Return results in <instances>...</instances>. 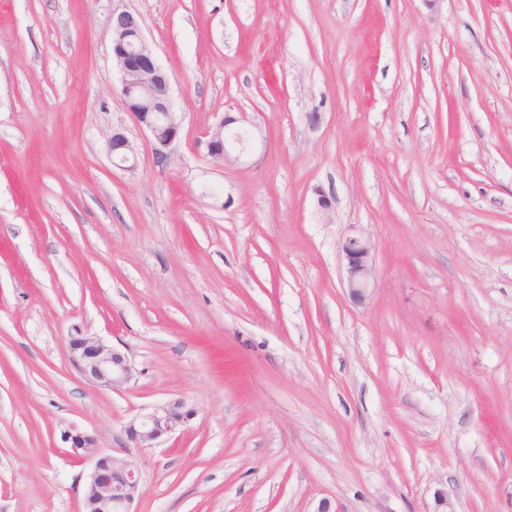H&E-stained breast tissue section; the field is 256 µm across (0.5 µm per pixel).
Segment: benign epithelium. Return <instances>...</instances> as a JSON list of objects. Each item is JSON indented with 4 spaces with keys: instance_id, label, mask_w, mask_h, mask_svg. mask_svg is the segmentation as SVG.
<instances>
[{
    "instance_id": "benign-epithelium-1",
    "label": "benign epithelium",
    "mask_w": 512,
    "mask_h": 512,
    "mask_svg": "<svg viewBox=\"0 0 512 512\" xmlns=\"http://www.w3.org/2000/svg\"><path fill=\"white\" fill-rule=\"evenodd\" d=\"M112 57L122 76V94L137 122L152 136L156 162L168 161L167 149L178 137L182 120L173 112L170 82L158 65L143 33L142 18L127 10L112 11ZM236 120L225 116L209 133L207 154L216 163L239 160L249 150V141L228 127ZM113 162L126 171L135 151L130 140L115 131L107 141ZM374 244L363 234L345 237L341 251L346 261V288L352 301L362 304L370 294L374 267ZM69 360L90 384L119 390L133 378V367L120 350L97 336L83 332L69 339ZM195 415V409L182 399L155 406L133 418L126 426L127 438L138 448L147 447L172 435ZM71 456L77 462L89 461L92 468L84 492L85 512H134L133 504L141 491V478L135 460L118 459L101 451L93 437L79 431L65 435Z\"/></svg>"
}]
</instances>
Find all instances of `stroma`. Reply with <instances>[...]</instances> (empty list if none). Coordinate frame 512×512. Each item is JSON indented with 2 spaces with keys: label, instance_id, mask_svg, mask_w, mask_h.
I'll return each instance as SVG.
<instances>
[{
  "label": "stroma",
  "instance_id": "1",
  "mask_svg": "<svg viewBox=\"0 0 512 512\" xmlns=\"http://www.w3.org/2000/svg\"><path fill=\"white\" fill-rule=\"evenodd\" d=\"M116 10L182 117L163 167ZM227 114L255 140L218 165ZM78 329L128 385L73 368ZM72 429L137 462L136 512H512V0H0V512H83ZM107 151L112 155L113 162L126 171H133L135 163L129 165L131 159H134L135 151L130 140L120 131H115L107 141ZM373 250L371 238L364 234L347 236L341 243L346 261V288L355 303H364L370 294L374 275ZM69 360L73 368L90 384L120 390L133 378V367L120 350L97 336L79 332L70 336ZM196 411L183 399H174L155 406L152 411L136 416L126 426L127 438L137 447L152 445L161 438L172 435L191 420Z\"/></svg>",
  "mask_w": 512,
  "mask_h": 512
}]
</instances>
